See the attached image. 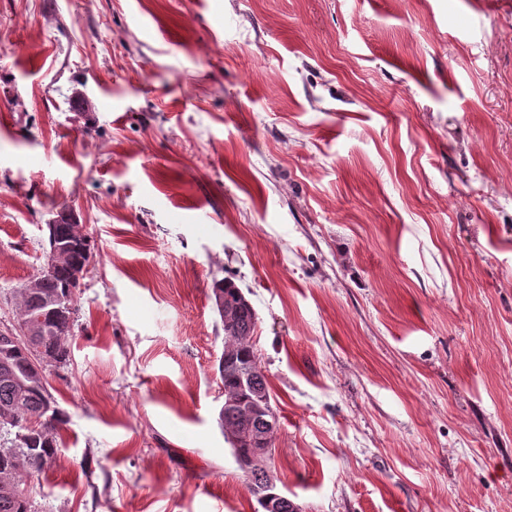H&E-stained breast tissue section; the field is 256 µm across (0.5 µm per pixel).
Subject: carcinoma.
<instances>
[{
    "label": "carcinoma",
    "instance_id": "obj_1",
    "mask_svg": "<svg viewBox=\"0 0 512 512\" xmlns=\"http://www.w3.org/2000/svg\"><path fill=\"white\" fill-rule=\"evenodd\" d=\"M48 242L49 250H61L63 259L50 270L42 269L35 288H19L18 323L36 324L37 348L0 331V475L9 472L8 481L0 479V512H37L22 485L54 460L59 448L58 426L65 414L33 357L40 350L60 365L69 361L68 338L81 288L74 283V274L95 261L90 237L80 233L76 224L61 221L49 225ZM212 293L219 317H224V305L238 306L233 323L224 325L227 357L218 362L224 394L242 390L246 395L270 398L267 378L250 342L256 324L253 306L230 280L214 281ZM32 418L39 420V427L28 430L25 423ZM219 424L229 443L240 434L243 421L238 415L221 413Z\"/></svg>",
    "mask_w": 512,
    "mask_h": 512
}]
</instances>
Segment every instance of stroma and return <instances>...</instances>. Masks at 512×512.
I'll use <instances>...</instances> for the list:
<instances>
[{"instance_id": "1", "label": "stroma", "mask_w": 512, "mask_h": 512, "mask_svg": "<svg viewBox=\"0 0 512 512\" xmlns=\"http://www.w3.org/2000/svg\"><path fill=\"white\" fill-rule=\"evenodd\" d=\"M62 212L38 512H258L224 277L301 512H512V0H0V331ZM214 308L224 324V356L220 357L218 370L224 381V396L241 391L245 395L258 394L270 402L267 378L259 366V358L250 342L256 324V313L251 303L245 298L240 288L230 280H215L212 288ZM225 304L238 306L233 316V323L227 325L224 320L230 318V310ZM227 352V360L225 353ZM249 369L244 391L240 383V373ZM271 404V402H270Z\"/></svg>"}]
</instances>
